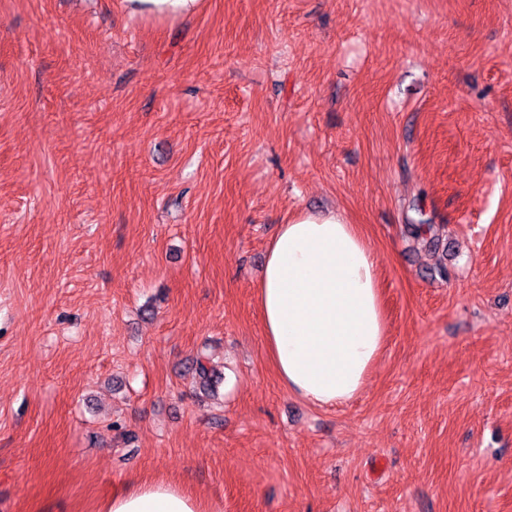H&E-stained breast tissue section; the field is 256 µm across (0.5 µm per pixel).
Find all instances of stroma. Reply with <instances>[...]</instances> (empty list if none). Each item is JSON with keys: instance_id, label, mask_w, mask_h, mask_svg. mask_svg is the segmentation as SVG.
Returning <instances> with one entry per match:
<instances>
[{"instance_id": "obj_1", "label": "stroma", "mask_w": 512, "mask_h": 512, "mask_svg": "<svg viewBox=\"0 0 512 512\" xmlns=\"http://www.w3.org/2000/svg\"><path fill=\"white\" fill-rule=\"evenodd\" d=\"M327 209L379 256L388 337L314 408L255 286ZM146 481L224 512H512V0H0V512ZM127 14L161 23H174L196 13L202 0H122Z\"/></svg>"}]
</instances>
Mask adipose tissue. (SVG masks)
Listing matches in <instances>:
<instances>
[{
	"mask_svg": "<svg viewBox=\"0 0 512 512\" xmlns=\"http://www.w3.org/2000/svg\"><path fill=\"white\" fill-rule=\"evenodd\" d=\"M129 16L173 23L202 0H123ZM379 257L337 211H303L280 225L256 285L270 360L281 387L310 406L347 403L366 385L387 326ZM99 512H222L166 482L114 491Z\"/></svg>",
	"mask_w": 512,
	"mask_h": 512,
	"instance_id": "adipose-tissue-1",
	"label": "adipose tissue"
}]
</instances>
